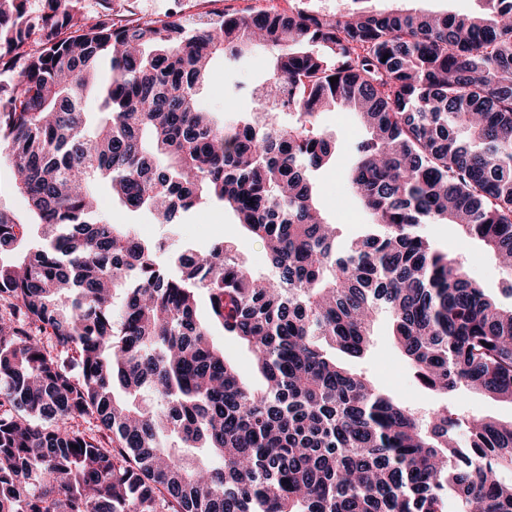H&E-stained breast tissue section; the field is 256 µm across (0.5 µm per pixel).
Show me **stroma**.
Instances as JSON below:
<instances>
[{"label": "stroma", "mask_w": 512, "mask_h": 512, "mask_svg": "<svg viewBox=\"0 0 512 512\" xmlns=\"http://www.w3.org/2000/svg\"><path fill=\"white\" fill-rule=\"evenodd\" d=\"M267 69L263 58L249 54L236 62L215 59L201 87V96L217 118L231 111L254 110L250 90L265 82ZM319 131L331 137L335 155L329 165L315 175L318 200L330 222L337 227L338 247H347L367 232L368 217L352 200L348 183L349 168L355 160V146L365 138L366 130L354 113L343 109L323 112ZM102 209L111 211L117 224L132 225L137 235L148 241H162L172 248H209L218 242L237 246L242 258L257 269L266 266L265 252L259 241L244 236L231 212L206 201L181 214L178 223L158 224L150 214L128 212L114 206L109 195L100 197ZM425 233L442 249L460 254L468 275L479 282L490 298L503 307L512 306L504 274L498 262L473 240L463 237L452 224H428ZM350 367L366 374L378 387L404 405L424 412L449 404L463 415H482L508 422L512 420V404L484 394L462 390L446 396L422 388L416 381L406 359L395 347L391 326L379 318L373 328L369 352L349 362Z\"/></svg>", "instance_id": "stroma-1"}]
</instances>
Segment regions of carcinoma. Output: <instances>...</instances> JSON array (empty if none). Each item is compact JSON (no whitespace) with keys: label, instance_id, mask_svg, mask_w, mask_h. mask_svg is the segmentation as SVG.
<instances>
[{"label":"carcinoma","instance_id":"carcinoma-1","mask_svg":"<svg viewBox=\"0 0 512 512\" xmlns=\"http://www.w3.org/2000/svg\"><path fill=\"white\" fill-rule=\"evenodd\" d=\"M103 3L46 0L33 19L0 0V73L17 72L0 81V147L34 218L0 208V512H448L451 497L512 512V421L421 414L336 362L363 356L384 314L424 388L512 403V307L422 230L454 224L512 274V0L205 26L118 24ZM257 45L287 103L215 121L209 65ZM336 107L369 133L349 183L373 232L343 251L313 181L334 149L314 125ZM100 187L159 224L219 203L268 274L230 243L140 240L101 214ZM214 326L250 349L260 386ZM87 415L111 447L74 428ZM406 6L427 13L448 11L460 14H477L482 10V3L478 0H421L408 2Z\"/></svg>","mask_w":512,"mask_h":512}]
</instances>
